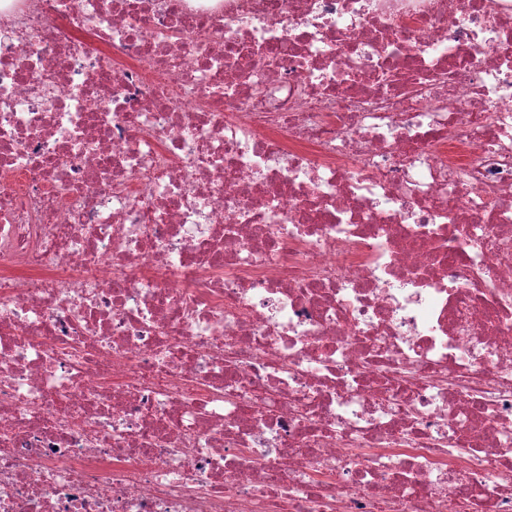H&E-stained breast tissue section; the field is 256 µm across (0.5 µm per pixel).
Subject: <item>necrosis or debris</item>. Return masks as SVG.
Wrapping results in <instances>:
<instances>
[{
  "mask_svg": "<svg viewBox=\"0 0 512 512\" xmlns=\"http://www.w3.org/2000/svg\"><path fill=\"white\" fill-rule=\"evenodd\" d=\"M0 512H512V0H0Z\"/></svg>",
  "mask_w": 512,
  "mask_h": 512,
  "instance_id": "4bbe7bcc",
  "label": "necrosis or debris"
}]
</instances>
